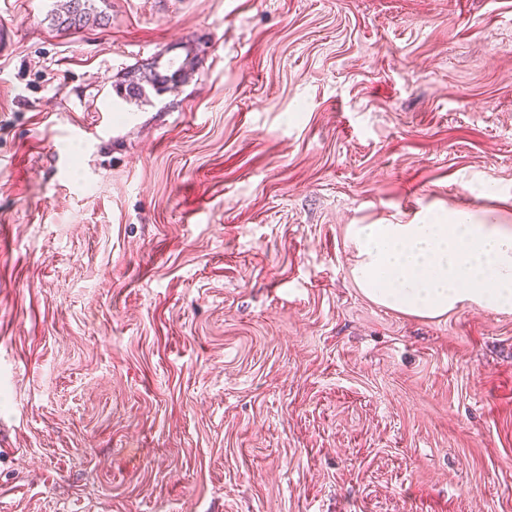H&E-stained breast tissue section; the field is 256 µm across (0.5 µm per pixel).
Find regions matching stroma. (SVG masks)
Wrapping results in <instances>:
<instances>
[{
	"mask_svg": "<svg viewBox=\"0 0 512 512\" xmlns=\"http://www.w3.org/2000/svg\"><path fill=\"white\" fill-rule=\"evenodd\" d=\"M59 6L0 0V512H512V311L347 241L512 224V0ZM94 0H66L61 5L55 22L65 29L79 30L98 21L97 13L92 8ZM192 53V48L190 46H183L180 49V52L173 53L171 51L158 53L156 55V72L157 73H167L171 71L180 72L186 66L188 62V57ZM352 274L373 302L435 318L465 306L512 310V226L462 209L395 224H352Z\"/></svg>",
	"mask_w": 512,
	"mask_h": 512,
	"instance_id": "obj_1",
	"label": "stroma"
}]
</instances>
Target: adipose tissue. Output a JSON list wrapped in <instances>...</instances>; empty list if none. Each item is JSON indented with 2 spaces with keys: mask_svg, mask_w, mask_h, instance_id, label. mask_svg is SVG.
Segmentation results:
<instances>
[{
  "mask_svg": "<svg viewBox=\"0 0 512 512\" xmlns=\"http://www.w3.org/2000/svg\"><path fill=\"white\" fill-rule=\"evenodd\" d=\"M352 274L373 302L435 318L465 306L512 310V226L462 209L394 224H353Z\"/></svg>",
  "mask_w": 512,
  "mask_h": 512,
  "instance_id": "obj_1",
  "label": "adipose tissue"
}]
</instances>
